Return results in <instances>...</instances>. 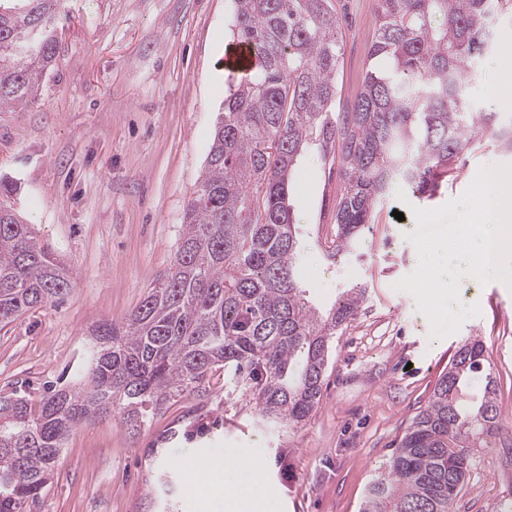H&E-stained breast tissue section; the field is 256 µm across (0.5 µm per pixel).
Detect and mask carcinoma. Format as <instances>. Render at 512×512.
Listing matches in <instances>:
<instances>
[{
    "label": "carcinoma",
    "instance_id": "1",
    "mask_svg": "<svg viewBox=\"0 0 512 512\" xmlns=\"http://www.w3.org/2000/svg\"><path fill=\"white\" fill-rule=\"evenodd\" d=\"M229 2L232 41L251 45L256 61L245 76L228 77L173 264L124 327L93 330L72 384L46 388L37 402L0 392V512H24L38 498L78 426L117 409L139 431L171 400L203 392L218 366L274 424H297L318 407L331 339L367 288L346 289L322 314L294 276L300 243L288 179L309 148L336 166L324 240L332 259L374 223L393 185L433 198L453 160L489 131L512 151V124L471 111L463 87L512 0H375L373 63L343 112L331 0ZM57 9L58 0H0V112L38 99L59 53ZM14 192L0 182L1 324L61 299L72 284L9 203ZM495 393L483 343L465 340L371 482L362 512H454L469 449L499 427Z\"/></svg>",
    "mask_w": 512,
    "mask_h": 512
}]
</instances>
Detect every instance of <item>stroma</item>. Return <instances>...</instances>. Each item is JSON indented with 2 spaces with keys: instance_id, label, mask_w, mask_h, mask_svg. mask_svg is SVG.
<instances>
[{
  "instance_id": "obj_1",
  "label": "stroma",
  "mask_w": 512,
  "mask_h": 512,
  "mask_svg": "<svg viewBox=\"0 0 512 512\" xmlns=\"http://www.w3.org/2000/svg\"><path fill=\"white\" fill-rule=\"evenodd\" d=\"M332 3L343 42L338 94L346 98L368 63L375 0ZM228 13V0H60L53 22L60 53L38 101L0 112V180L16 185L12 204L69 268L74 286L0 326V389L23 384L40 397L44 383L58 382L86 352L93 326H124L169 270L227 89ZM510 36L506 17L494 50L465 80L472 110L504 124L512 122V87L500 67ZM483 164L512 165V153L483 137L421 208L460 197ZM335 195L327 166L307 152L289 181L302 285L323 311L343 289L368 290L332 340L309 419L267 422L253 397L217 369L204 394L170 402L140 432L119 413L78 426L26 512H224L223 494L195 493L176 463L189 457L202 469L224 468L228 484H247V469L225 468L228 453L265 465L266 512H361L369 483L469 336L484 343L501 428L489 447L472 451L455 512H512V288L464 275L459 299L480 315L429 339L415 298L394 288L418 263L407 238L413 213L389 194L362 240L331 264L322 242ZM172 428L178 438L166 439Z\"/></svg>"
}]
</instances>
